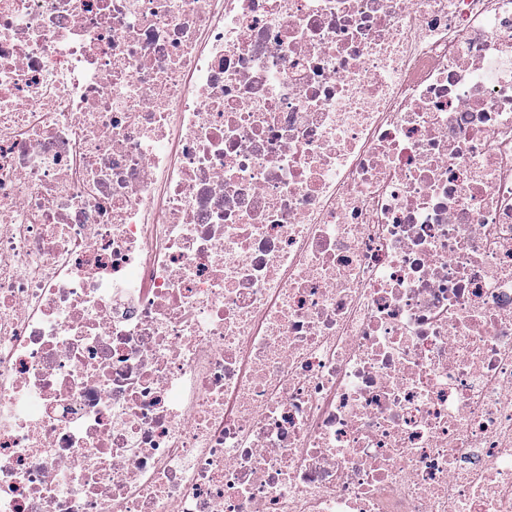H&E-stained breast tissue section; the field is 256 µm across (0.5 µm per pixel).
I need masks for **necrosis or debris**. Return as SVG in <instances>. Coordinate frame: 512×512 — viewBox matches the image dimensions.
<instances>
[{
	"mask_svg": "<svg viewBox=\"0 0 512 512\" xmlns=\"http://www.w3.org/2000/svg\"><path fill=\"white\" fill-rule=\"evenodd\" d=\"M0 512H512V0H0Z\"/></svg>",
	"mask_w": 512,
	"mask_h": 512,
	"instance_id": "obj_1",
	"label": "necrosis or debris"
}]
</instances>
